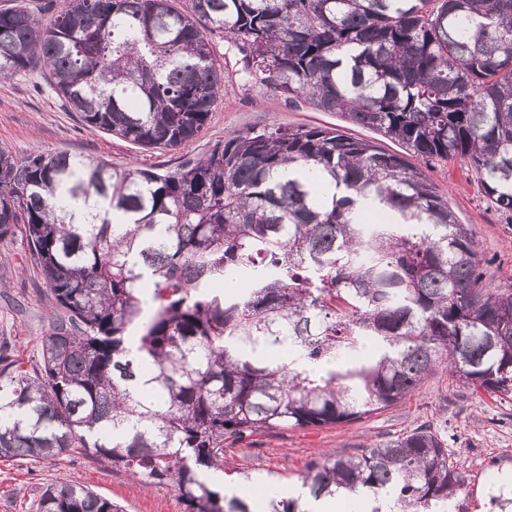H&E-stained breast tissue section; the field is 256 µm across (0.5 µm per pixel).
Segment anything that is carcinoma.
Here are the masks:
<instances>
[{
	"label": "carcinoma",
	"mask_w": 512,
	"mask_h": 512,
	"mask_svg": "<svg viewBox=\"0 0 512 512\" xmlns=\"http://www.w3.org/2000/svg\"><path fill=\"white\" fill-rule=\"evenodd\" d=\"M35 60L88 129L147 149L198 136L231 65L406 152L275 125L161 173L0 152V241L24 225L56 311L32 369L0 370V458L85 452L174 488L185 512H251L212 482L226 437L355 421L441 366L512 395V287L486 279L426 171L463 160L512 216V0H62L47 22L0 9V75ZM92 195L106 206L77 222ZM361 199L392 220H360ZM303 485L370 512L390 492L401 512H467L429 426L313 462ZM264 503L301 512L273 487ZM37 512L120 506L59 479Z\"/></svg>",
	"instance_id": "1"
}]
</instances>
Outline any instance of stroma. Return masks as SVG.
Returning a JSON list of instances; mask_svg holds the SVG:
<instances>
[{"mask_svg":"<svg viewBox=\"0 0 512 512\" xmlns=\"http://www.w3.org/2000/svg\"><path fill=\"white\" fill-rule=\"evenodd\" d=\"M51 83L39 69L0 76V151L16 157L66 152L116 168L163 172L205 156L228 135L253 126L343 124L336 113L307 103L294 107L269 90L243 85L229 69L224 73V93L197 137L174 150H146L87 129ZM429 175L460 223L472 230L486 261L487 279L496 286H511L512 217L486 201L475 174L460 161L434 163ZM26 251L23 229L0 241V358L29 366L55 314L40 276L23 259ZM424 424L445 434L450 458L466 475L468 512H488L489 499L499 488L498 472L512 473V399L462 387L443 369L427 376L400 403L352 423L283 426L242 440L225 439L224 471L215 480L220 483L225 475L246 473L275 481L284 494L295 498L302 494L300 480L310 463L337 451L361 453ZM61 478L90 487L124 512H184L174 489L146 486L125 471L76 453L51 463L0 459V512H36L43 486Z\"/></svg>","mask_w":512,"mask_h":512,"instance_id":"35a3bbf8","label":"stroma"}]
</instances>
